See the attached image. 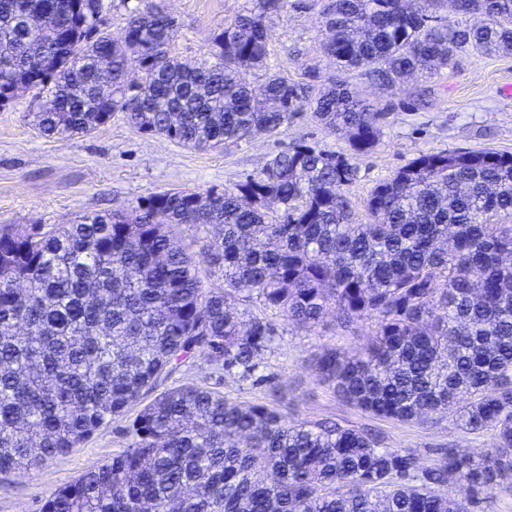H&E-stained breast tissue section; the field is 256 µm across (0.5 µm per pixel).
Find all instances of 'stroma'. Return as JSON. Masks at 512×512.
<instances>
[{
	"label": "stroma",
	"instance_id": "obj_1",
	"mask_svg": "<svg viewBox=\"0 0 512 512\" xmlns=\"http://www.w3.org/2000/svg\"><path fill=\"white\" fill-rule=\"evenodd\" d=\"M158 2L178 24L170 51L185 63L207 55L212 34L249 5L248 0ZM321 40L317 7L312 0H294L271 22L268 62L295 77L312 68L324 78L335 75L333 61L320 50ZM364 90L388 118L375 149L352 158L358 171L350 188L355 202H362L377 182L423 153L455 148L512 153V54L467 55L432 82L413 78L404 91L393 95L369 84ZM418 97L424 101L419 108L413 105ZM301 138L344 153L350 150L346 139L329 133L305 112L283 134L221 151L188 149L143 135L121 112L89 135L59 141L37 130L30 98L24 95L0 112V225L67 224L78 214L133 206L159 191L221 189L259 171ZM278 330L275 349L259 372L277 384L280 406L292 418L372 428L384 435L387 447L412 449L426 459L448 446L474 453L491 446L490 435L466 433L447 414L414 423L378 418L341 402L319 381L315 361L323 349L334 346L349 356L358 353L375 332L373 322L360 320L345 331L330 315L323 325L306 331L282 319ZM188 381L207 384L240 402L265 399L264 386L225 382L201 358L176 370L169 383ZM133 417V412H126L29 474L0 473V512H40L58 488L126 448L123 428Z\"/></svg>",
	"mask_w": 512,
	"mask_h": 512
}]
</instances>
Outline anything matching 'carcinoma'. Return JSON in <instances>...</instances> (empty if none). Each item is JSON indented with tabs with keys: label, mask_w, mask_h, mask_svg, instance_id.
Wrapping results in <instances>:
<instances>
[{
	"label": "carcinoma",
	"mask_w": 512,
	"mask_h": 512,
	"mask_svg": "<svg viewBox=\"0 0 512 512\" xmlns=\"http://www.w3.org/2000/svg\"><path fill=\"white\" fill-rule=\"evenodd\" d=\"M289 3L256 0L189 65L169 54L178 26L155 4L0 0V112L29 94L51 138L122 112L145 135L218 150L279 135L308 110L364 154L387 113L363 81L394 92L466 53H512V0H454L459 19L443 24L420 0H319L321 51L339 75L297 79L267 63V22ZM116 6L126 17L114 33L103 13ZM476 14L482 23L465 21ZM356 179L345 154L300 140L222 190L0 227V471L39 467L139 404L127 448L42 512H473L511 485L512 154L423 153L373 187L361 216ZM202 261L220 287H203ZM332 311L346 330L375 323L359 356L330 347L316 359L339 400L398 422L446 412L491 447L425 463L368 429L277 408L278 387L257 374L274 317L311 329ZM196 357L229 382L265 385L268 401L194 382L156 392Z\"/></svg>",
	"instance_id": "cac0c4a2"
}]
</instances>
